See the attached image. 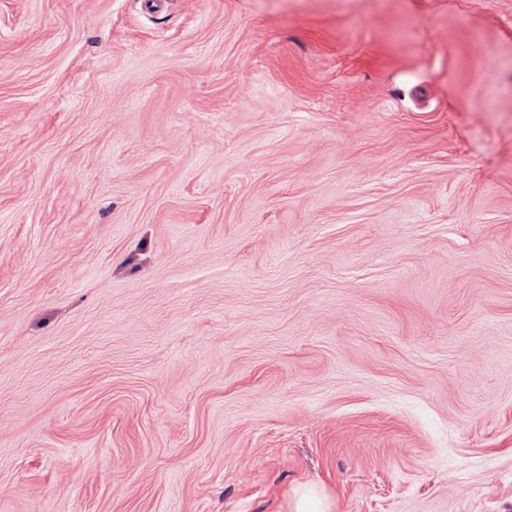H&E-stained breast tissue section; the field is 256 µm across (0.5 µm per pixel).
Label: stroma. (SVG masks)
Wrapping results in <instances>:
<instances>
[{"label": "stroma", "mask_w": 512, "mask_h": 512, "mask_svg": "<svg viewBox=\"0 0 512 512\" xmlns=\"http://www.w3.org/2000/svg\"><path fill=\"white\" fill-rule=\"evenodd\" d=\"M306 484L512 512V0H0V512Z\"/></svg>", "instance_id": "1"}]
</instances>
